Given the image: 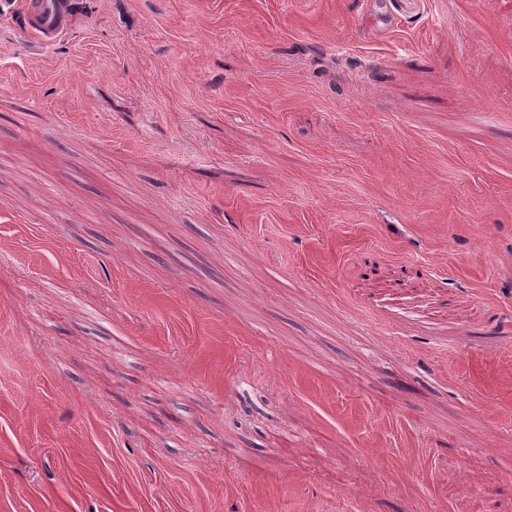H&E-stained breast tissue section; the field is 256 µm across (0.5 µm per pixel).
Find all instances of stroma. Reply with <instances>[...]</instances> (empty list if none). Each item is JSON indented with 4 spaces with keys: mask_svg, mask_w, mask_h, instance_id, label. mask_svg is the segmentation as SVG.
<instances>
[{
    "mask_svg": "<svg viewBox=\"0 0 512 512\" xmlns=\"http://www.w3.org/2000/svg\"><path fill=\"white\" fill-rule=\"evenodd\" d=\"M0 512H512V0L0 17ZM73 0H26L25 23L41 45L49 46L64 38L70 29Z\"/></svg>",
    "mask_w": 512,
    "mask_h": 512,
    "instance_id": "1",
    "label": "stroma"
}]
</instances>
